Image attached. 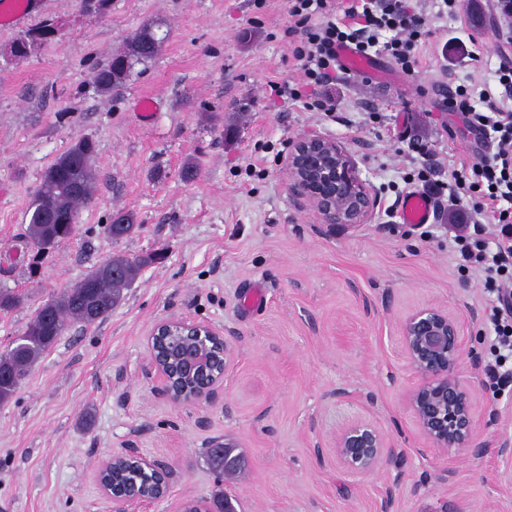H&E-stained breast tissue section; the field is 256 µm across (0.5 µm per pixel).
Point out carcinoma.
I'll return each instance as SVG.
<instances>
[{
	"label": "carcinoma",
	"instance_id": "obj_1",
	"mask_svg": "<svg viewBox=\"0 0 512 512\" xmlns=\"http://www.w3.org/2000/svg\"><path fill=\"white\" fill-rule=\"evenodd\" d=\"M162 42L150 26L130 35L123 49L97 70L94 82L98 91L108 95L122 87L135 66L155 57ZM43 43L44 39L36 34V30L27 31L14 41L12 56L24 58ZM94 153V142L82 138L59 155L45 172L28 209L27 236L34 246L42 250L54 249L61 233L73 231L72 227L62 226L58 221L70 215L77 216L80 207L92 200L95 178L90 161ZM136 227L134 213L117 211L112 214L104 232L110 239L118 241L123 234L134 232ZM154 260L156 257L151 254L131 257L115 252L63 295L45 303L19 342L0 354V403L11 399L32 365L65 330L67 321L92 325L106 320L112 309L121 303L124 290L131 287L142 268ZM113 482L144 488L149 477L135 468H127L115 473Z\"/></svg>",
	"mask_w": 512,
	"mask_h": 512
}]
</instances>
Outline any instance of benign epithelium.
<instances>
[{"label":"benign epithelium","mask_w":512,"mask_h":512,"mask_svg":"<svg viewBox=\"0 0 512 512\" xmlns=\"http://www.w3.org/2000/svg\"><path fill=\"white\" fill-rule=\"evenodd\" d=\"M288 175L297 204L316 213L327 229L346 230L371 220L377 202L360 178L353 154L336 139L317 133L298 138L288 154ZM401 336L403 353L416 376L408 407L433 447L472 455L490 451L511 460V436L490 442L481 439L477 430L471 383L462 369L465 365L473 373L482 369L483 358L466 347L456 318L441 307L422 308L404 320ZM147 349L144 373L171 404L214 403L223 394L228 351L224 330L188 317L163 319L147 336ZM211 451L224 457L226 467H242L241 458L223 444L213 442ZM329 453L353 473H372L400 459L402 450L376 423L363 418L336 430ZM120 462L157 475L160 483L153 495L108 487L103 477ZM175 477L172 466L144 456L132 443L102 461L96 472L112 512H131L136 505L168 496Z\"/></svg>","instance_id":"obj_1"}]
</instances>
